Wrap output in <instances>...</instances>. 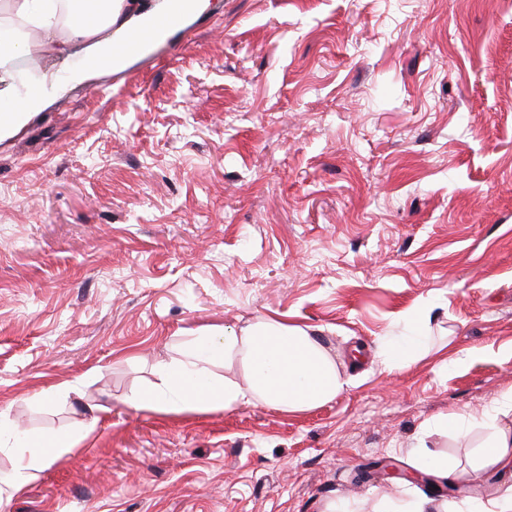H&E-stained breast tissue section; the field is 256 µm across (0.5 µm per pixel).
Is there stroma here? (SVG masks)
<instances>
[{"mask_svg":"<svg viewBox=\"0 0 512 512\" xmlns=\"http://www.w3.org/2000/svg\"><path fill=\"white\" fill-rule=\"evenodd\" d=\"M13 53L57 82L0 134V410L98 423L0 512H490L512 490L478 466L512 426V0H210L118 67L40 32ZM259 315L315 331L349 385L297 415L133 407L187 339ZM412 326L430 353L388 372L378 344ZM423 456L467 493L356 477Z\"/></svg>","mask_w":512,"mask_h":512,"instance_id":"1","label":"stroma"}]
</instances>
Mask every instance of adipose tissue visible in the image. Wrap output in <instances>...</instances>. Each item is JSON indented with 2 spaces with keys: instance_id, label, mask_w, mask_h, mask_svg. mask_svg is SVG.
Segmentation results:
<instances>
[{
  "instance_id": "obj_1",
  "label": "adipose tissue",
  "mask_w": 512,
  "mask_h": 512,
  "mask_svg": "<svg viewBox=\"0 0 512 512\" xmlns=\"http://www.w3.org/2000/svg\"><path fill=\"white\" fill-rule=\"evenodd\" d=\"M208 0H106L114 29L107 59L121 64L129 50L149 37L166 35L186 11L206 9ZM223 362L226 374L213 380L211 365ZM149 389L134 392L132 405L164 417L199 411H229L241 404H269L287 414L303 413L336 398L348 385L335 356L309 329L273 316H261L240 331L197 336L180 359L159 362ZM69 434L14 439L0 424V451L11 455L12 483L20 487L47 461L72 453Z\"/></svg>"
}]
</instances>
